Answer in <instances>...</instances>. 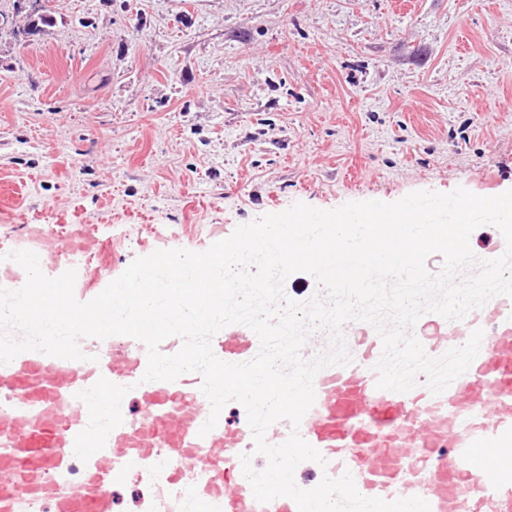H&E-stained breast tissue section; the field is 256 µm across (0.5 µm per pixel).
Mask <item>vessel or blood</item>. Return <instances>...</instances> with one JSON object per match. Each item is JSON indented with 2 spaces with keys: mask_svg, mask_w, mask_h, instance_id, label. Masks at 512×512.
Instances as JSON below:
<instances>
[{
  "mask_svg": "<svg viewBox=\"0 0 512 512\" xmlns=\"http://www.w3.org/2000/svg\"><path fill=\"white\" fill-rule=\"evenodd\" d=\"M15 247L35 252L46 276L75 270L77 300L93 299L85 267L97 243L83 231L53 243L32 224ZM476 328L484 331L478 355L437 395L422 383L405 393L378 389L375 335L356 339L347 365L321 370L296 430L328 473L351 472L368 498L421 497L430 512H512V298L493 297L460 321L423 314L414 334L438 357ZM254 337L225 327L220 359L251 360ZM80 347L82 361L26 351L0 364V512H113L114 487L129 481L151 486L155 512H298L288 497L259 503L240 477V456L254 448L247 421L222 417L201 433L210 414L201 375L143 382L147 348L127 336L85 338ZM102 377L127 387L138 409L84 462L74 441L89 414L77 394Z\"/></svg>",
  "mask_w": 512,
  "mask_h": 512,
  "instance_id": "1",
  "label": "vessel or blood"
}]
</instances>
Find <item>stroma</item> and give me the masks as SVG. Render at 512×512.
<instances>
[{
    "label": "stroma",
    "mask_w": 512,
    "mask_h": 512,
    "mask_svg": "<svg viewBox=\"0 0 512 512\" xmlns=\"http://www.w3.org/2000/svg\"><path fill=\"white\" fill-rule=\"evenodd\" d=\"M0 0V183L89 281L303 202L512 189V0ZM46 5H48V3L44 0H20L19 8L22 11L28 12L29 14H26V17L28 19L27 25L24 26L22 30H18H20V32H22L23 30H32L34 31V34H39L43 31V28L45 26H50V24L53 21L51 8L42 11ZM35 13L38 14L30 15ZM25 31H23V33L18 32L17 36H22L23 38H29L34 36L33 32Z\"/></svg>",
    "instance_id": "obj_1"
}]
</instances>
